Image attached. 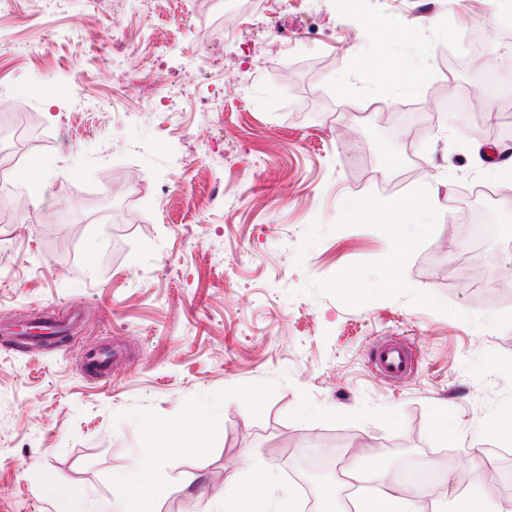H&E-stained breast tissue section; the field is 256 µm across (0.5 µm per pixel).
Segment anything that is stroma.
Masks as SVG:
<instances>
[{
    "label": "stroma",
    "mask_w": 512,
    "mask_h": 512,
    "mask_svg": "<svg viewBox=\"0 0 512 512\" xmlns=\"http://www.w3.org/2000/svg\"><path fill=\"white\" fill-rule=\"evenodd\" d=\"M317 2L333 27L324 37L295 17L265 23L290 49L248 75L249 98L225 99L224 154L204 176L190 163L200 113L113 110L112 27L97 48L72 37L81 0L42 13L16 0L0 14V83L13 88L0 162L24 155L10 184L27 199L20 219L0 221V321L83 310L72 350L0 340V512H93L120 481L143 512L184 502L224 512L217 494L232 476L302 512L289 470L315 452L342 512L377 497L373 482L349 488L352 458L391 473L416 465L431 480L418 512H465L449 486L512 473V442L487 428L512 406V328L479 329L401 300L349 308L300 294L309 280L384 257L389 242L371 228L328 234L294 264L313 219L328 225L346 199L424 185L441 216L408 282L471 315L512 311V293L462 281L470 268L508 267L512 252L492 241L473 251L451 219L488 208L512 237V161L490 159L512 148V37L499 28L512 0ZM446 19L461 31L483 25L479 62L450 69L438 46ZM209 22L205 4L188 14L182 0L147 18L170 39V72L211 40ZM51 31L52 48L38 52ZM61 81L97 95L100 111L30 92ZM133 169L146 194H117ZM168 181L184 201L165 209L150 190ZM486 182L499 185L497 200L473 196ZM217 185L224 203L201 215ZM391 337L416 354L401 384L369 364ZM106 343L122 353L108 379L76 354ZM190 413L203 435L185 424Z\"/></svg>",
    "instance_id": "35a3bbf8"
}]
</instances>
